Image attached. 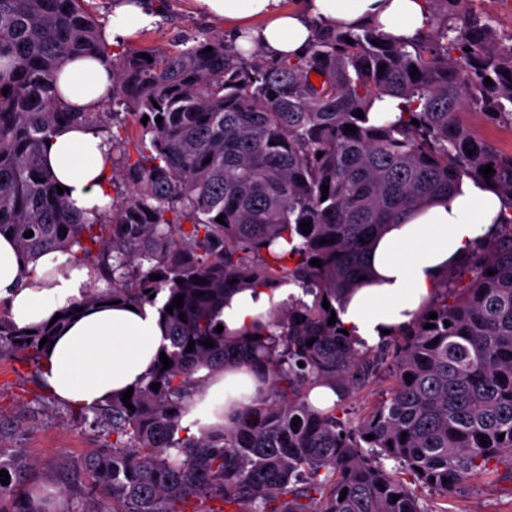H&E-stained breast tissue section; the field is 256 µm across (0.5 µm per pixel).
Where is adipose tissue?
Wrapping results in <instances>:
<instances>
[{"instance_id":"ef3b65f1","label":"adipose tissue","mask_w":512,"mask_h":512,"mask_svg":"<svg viewBox=\"0 0 512 512\" xmlns=\"http://www.w3.org/2000/svg\"><path fill=\"white\" fill-rule=\"evenodd\" d=\"M197 10L230 24L234 47L260 49L271 58L305 51L322 26L354 27L377 22L398 41L425 28V0H299L284 9L281 0H194ZM153 19L147 0H121L104 32L109 46L127 43ZM60 102L93 112L112 91V66L102 54L68 61L58 79ZM100 136L81 125L60 128L45 152L70 205L86 218L112 202V170ZM506 202L481 182L464 180L448 200L409 212L389 225L370 253L366 284L344 294L337 318L356 346H373L385 333L412 325L448 269L476 248L479 237L507 213ZM33 271L25 280V271ZM86 269L59 267L54 254L30 259L12 238L0 235V311L27 330L49 324L56 313L80 300ZM292 284L228 291L219 318L231 337L273 332V319L288 302L302 299ZM157 308L123 304L94 308L75 318L56 336L41 364L43 384L69 407L99 404L145 382L164 343ZM183 425L227 424L268 392L264 365H227L206 371Z\"/></svg>"}]
</instances>
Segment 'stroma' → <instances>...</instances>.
I'll list each match as a JSON object with an SVG mask.
<instances>
[{"label": "stroma", "mask_w": 512, "mask_h": 512, "mask_svg": "<svg viewBox=\"0 0 512 512\" xmlns=\"http://www.w3.org/2000/svg\"><path fill=\"white\" fill-rule=\"evenodd\" d=\"M223 32V23L194 13L192 0H166L163 12L138 29L130 45L172 51L182 35ZM0 419L9 426L0 446L23 450L46 470L55 469L62 459H79L102 444L97 432L79 424L71 409L43 385L36 363L21 354L0 359ZM420 495L440 512H512V467L499 466L493 475L445 497L425 489Z\"/></svg>", "instance_id": "1"}]
</instances>
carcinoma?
Returning <instances> with one entry per match:
<instances>
[{
	"mask_svg": "<svg viewBox=\"0 0 512 512\" xmlns=\"http://www.w3.org/2000/svg\"><path fill=\"white\" fill-rule=\"evenodd\" d=\"M428 3L426 29L409 41L375 24L324 28L303 55L270 59L216 35L174 51L114 52L86 0H0V234L29 256L90 265L94 286L66 314L162 299L161 352L172 361L166 370L157 362L133 390L134 409L116 398L78 412L104 443L77 461L44 471L0 447L9 474L0 512H186L194 499L229 512H435L416 488L446 496L512 464L511 216L464 262L467 286H452L451 269L417 321L390 340L358 349L340 323L328 324L360 286L386 225L466 178L512 204V153L461 119L476 112L512 130V35L467 11L468 0ZM91 53L110 57L108 101L124 113L57 104L60 66ZM385 97L399 100L395 121L374 110ZM62 124L93 130L112 171L124 172L127 193L93 219L71 210L44 166ZM348 125L356 132L344 133ZM287 281L313 301L288 305L280 333L231 341L216 332L226 290ZM179 294L183 307L168 313ZM52 336L51 327L19 331L0 313V359L39 360L41 339ZM256 361L269 377L265 401L219 433L188 434L181 421L204 382L198 372ZM382 376L392 385L353 416L343 400ZM321 383L340 396L323 410L309 402Z\"/></svg>",
	"mask_w": 512,
	"mask_h": 512,
	"instance_id": "carcinoma-1",
	"label": "carcinoma"
}]
</instances>
